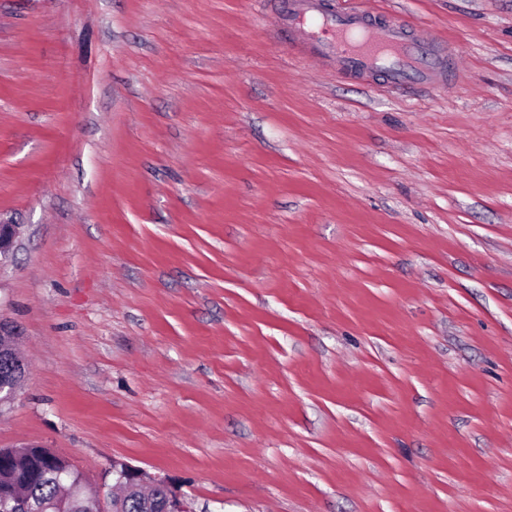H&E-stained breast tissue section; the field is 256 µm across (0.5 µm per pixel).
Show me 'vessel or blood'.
I'll return each mask as SVG.
<instances>
[{"label":"vessel or blood","mask_w":512,"mask_h":512,"mask_svg":"<svg viewBox=\"0 0 512 512\" xmlns=\"http://www.w3.org/2000/svg\"><path fill=\"white\" fill-rule=\"evenodd\" d=\"M278 25L298 35L301 51L332 59L347 74H369L387 87L433 86L452 65L432 36L412 34L374 13L321 10L318 0H284Z\"/></svg>","instance_id":"1"}]
</instances>
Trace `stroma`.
Listing matches in <instances>:
<instances>
[{
	"label": "stroma",
	"mask_w": 512,
	"mask_h": 512,
	"mask_svg": "<svg viewBox=\"0 0 512 512\" xmlns=\"http://www.w3.org/2000/svg\"><path fill=\"white\" fill-rule=\"evenodd\" d=\"M447 86L280 0H0V448L197 512H512V0H384ZM319 0H289L278 13L288 35L300 34L301 51L334 59L347 74H370L386 87H433L438 74L452 65V54L435 47L441 42L414 35L404 25L374 13L325 12ZM1 336L12 337L15 336V334L7 323L0 320V357L2 355L4 357H8L10 360H16V353L11 351L13 348L12 344L5 342L1 345ZM10 360H6L4 358L0 359V378L6 375V380L13 381L14 385L17 387L26 370L25 368L23 370L19 369ZM121 470L125 471V474L131 483L139 485H163L167 487V489L171 490L175 495L172 499V512H196L192 503L176 494L164 479L157 476H147L140 469L128 465L121 466V468L115 470V472L117 473Z\"/></svg>",
	"instance_id": "1"
}]
</instances>
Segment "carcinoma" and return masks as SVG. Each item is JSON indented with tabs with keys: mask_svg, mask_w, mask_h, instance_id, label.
I'll return each instance as SVG.
<instances>
[{
	"mask_svg": "<svg viewBox=\"0 0 512 512\" xmlns=\"http://www.w3.org/2000/svg\"><path fill=\"white\" fill-rule=\"evenodd\" d=\"M24 370L0 359V377L19 385ZM29 449L16 448L0 462V512H90L89 492L74 488L82 474L61 456L45 448L49 460L39 464L28 456ZM112 512H169L168 491L160 486L131 491L123 496L107 487Z\"/></svg>",
	"mask_w": 512,
	"mask_h": 512,
	"instance_id": "obj_1",
	"label": "carcinoma"
}]
</instances>
